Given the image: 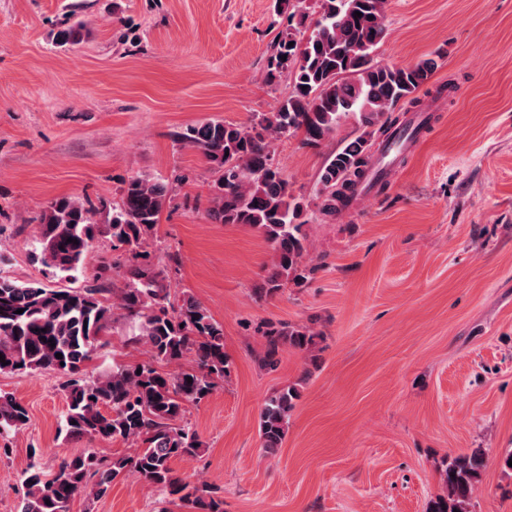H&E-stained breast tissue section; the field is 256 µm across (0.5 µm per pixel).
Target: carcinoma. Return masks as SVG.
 <instances>
[{
    "instance_id": "obj_1",
    "label": "carcinoma",
    "mask_w": 512,
    "mask_h": 512,
    "mask_svg": "<svg viewBox=\"0 0 512 512\" xmlns=\"http://www.w3.org/2000/svg\"><path fill=\"white\" fill-rule=\"evenodd\" d=\"M320 2L314 24L303 31L290 24L274 43L268 78L285 74L292 84L275 112L240 124L210 120L175 134L176 141L198 149L217 175L209 215L222 224L258 228L274 251L276 271L257 289L260 300L299 279L307 255L302 232L307 203L273 166L276 142L300 135L303 143L315 144L344 120H357L362 134L333 154L319 175V211L333 216L366 173L372 128L383 134L393 128L398 121L392 116L395 107L418 91L434 69L430 62L401 67L373 62L372 53L386 35L388 0ZM167 194L163 182L135 176L111 206L103 202L98 208L60 196L33 218L39 224L37 258L67 282L76 281L97 235L109 236L112 250L127 252L102 265L97 275L101 283L93 288L21 281L0 268V373L60 375L66 398L59 429L63 440H120L135 447L131 455L110 458L73 454L50 473L44 470L41 452L30 449L21 472L19 512H70L77 495L88 492L102 498L127 472L159 488L169 505L188 512H224L221 488L192 484L173 468L175 460L203 452L197 431L183 419L187 406L207 399L228 376L229 360L223 325L192 295L171 293L149 264L145 246L154 238ZM99 211L105 213L102 224L94 220ZM117 268L123 269L120 288L112 287L108 275ZM119 316L131 323L129 342L146 347L149 359L116 362L94 376L88 365L108 345L110 325ZM315 336L306 327L269 325L259 366L276 370L283 347L307 350ZM58 353L62 358H56ZM188 355L192 363L184 367ZM162 365L178 370L165 372ZM298 397V390L288 386L264 401L259 413L263 448L281 446ZM29 421L27 407L0 392L1 453L9 452L11 437ZM483 463L477 451L449 457L444 491L430 501L427 512H469Z\"/></svg>"
}]
</instances>
